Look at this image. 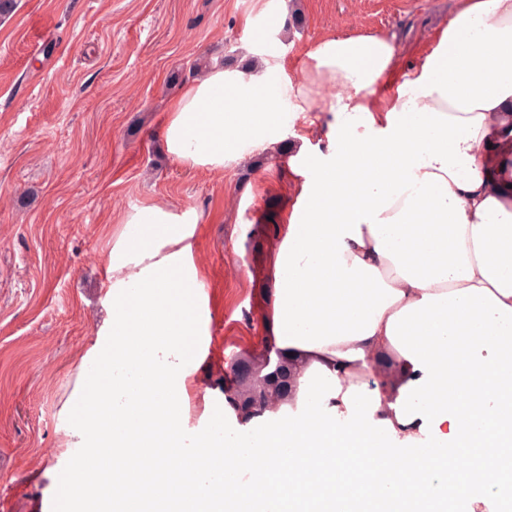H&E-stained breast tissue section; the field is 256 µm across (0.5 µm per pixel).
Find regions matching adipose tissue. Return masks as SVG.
I'll return each instance as SVG.
<instances>
[{
	"label": "adipose tissue",
	"mask_w": 512,
	"mask_h": 512,
	"mask_svg": "<svg viewBox=\"0 0 512 512\" xmlns=\"http://www.w3.org/2000/svg\"><path fill=\"white\" fill-rule=\"evenodd\" d=\"M276 55L271 45L256 62L210 67L171 100L162 134L174 160L216 171L266 152L295 119L305 122L301 142L327 140L294 169L299 202L272 265L267 344L290 366L292 399L230 439L228 407H214L205 433L170 451L202 490L220 483L243 495L260 481L272 512H284L315 465L330 498L381 469L392 475L377 489L382 501L443 503L438 457L479 447L488 462L474 507L499 512L497 461L512 447V0H460L394 89L398 51L379 34L320 39L285 84L270 74ZM199 221L195 209L156 204L125 214L106 255L110 316L64 406L75 466L98 460L87 437L98 422L79 405L100 386L110 424L101 442L128 447L130 410L155 381L152 417L185 423L210 323L192 255ZM384 357L399 381L363 383ZM208 449L227 459L219 474ZM266 456L297 464L258 469Z\"/></svg>",
	"instance_id": "obj_1"
}]
</instances>
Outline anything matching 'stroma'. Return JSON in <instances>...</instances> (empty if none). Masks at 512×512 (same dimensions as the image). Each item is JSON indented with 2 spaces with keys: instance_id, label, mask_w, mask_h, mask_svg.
<instances>
[{
  "instance_id": "obj_1",
  "label": "stroma",
  "mask_w": 512,
  "mask_h": 512,
  "mask_svg": "<svg viewBox=\"0 0 512 512\" xmlns=\"http://www.w3.org/2000/svg\"><path fill=\"white\" fill-rule=\"evenodd\" d=\"M267 0H15L0 17V512H66L55 474L71 466L61 416L79 364L109 316L105 256L122 217L154 203L200 215L211 352L194 373L187 429L206 391L235 398L231 363L271 374L265 345L282 218L298 202L294 130L265 159L191 170L166 156L169 101L197 62L262 51ZM457 0H298L300 23L269 39L276 80L301 76L327 35L394 38L398 80L435 46Z\"/></svg>"
}]
</instances>
